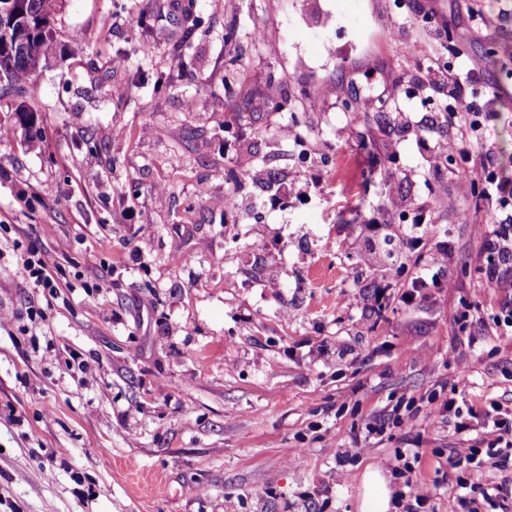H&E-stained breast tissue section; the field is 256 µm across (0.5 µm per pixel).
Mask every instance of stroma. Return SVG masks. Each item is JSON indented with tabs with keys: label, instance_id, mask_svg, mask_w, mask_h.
I'll return each instance as SVG.
<instances>
[{
	"label": "stroma",
	"instance_id": "stroma-1",
	"mask_svg": "<svg viewBox=\"0 0 512 512\" xmlns=\"http://www.w3.org/2000/svg\"><path fill=\"white\" fill-rule=\"evenodd\" d=\"M188 10L64 0L29 100L39 141L0 86V512H358L366 467L403 491L400 452L420 453L434 512H462L461 476L512 487V462L447 467L485 431L425 414L443 388L512 410V330L496 325L512 279L486 287L487 206L456 193L479 146L437 177L423 147L449 105L426 81L436 62L492 112L483 137L512 177V0ZM246 158L228 235L214 202ZM399 200L424 220L412 249L378 221ZM442 240L455 289L403 304ZM19 247L53 253L58 297L18 276Z\"/></svg>",
	"mask_w": 512,
	"mask_h": 512
}]
</instances>
